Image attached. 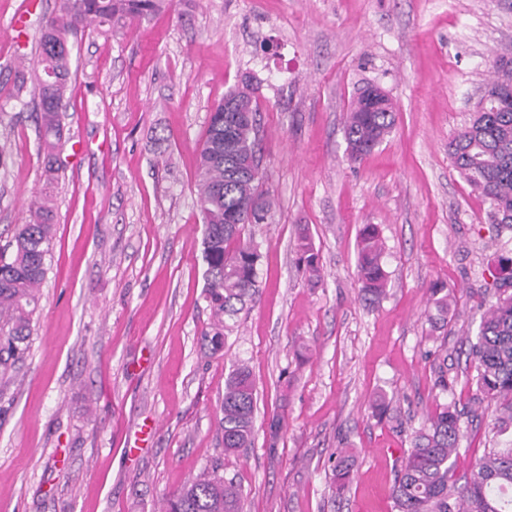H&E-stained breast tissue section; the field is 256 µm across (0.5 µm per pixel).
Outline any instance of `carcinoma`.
<instances>
[{
    "label": "carcinoma",
    "instance_id": "cac0c4a2",
    "mask_svg": "<svg viewBox=\"0 0 512 512\" xmlns=\"http://www.w3.org/2000/svg\"><path fill=\"white\" fill-rule=\"evenodd\" d=\"M165 0H62L45 18L38 41L39 64L32 72L15 71L14 98L26 86L37 93L39 151L44 157L46 184L58 180L57 165L63 129L59 115L66 111L70 76L69 36L80 26L112 24L143 19L160 10ZM504 57L492 60L489 84L512 87V63ZM251 107L252 119H242L224 137V112L211 113L200 150L196 196L204 219V260L207 265L205 299L211 314L206 340L214 351L224 344L226 320L259 293L258 245L245 238L246 224H234L247 214L256 198L264 201L263 213L252 214V224L267 220L274 197L252 174L258 164L257 105L250 84L228 91ZM396 112L388 97L371 106L362 94L347 112L344 134L349 159L369 154L391 133ZM456 170L489 205L493 221L512 231V100H501L487 112L474 113L470 124L448 142ZM29 221L14 226L12 253H0V380L16 377L33 335V319L40 288L47 274V256L53 237V199L44 194L34 200ZM302 259L310 276L321 280L317 253L307 236L300 237ZM378 229L363 226L360 233L357 275L368 300L386 293L387 274ZM497 290L495 302L482 313L476 342L470 346L479 391L500 401L494 412V436L512 433V256L497 257L491 270ZM437 320L447 322L448 295L431 288ZM256 408L255 384L248 365L236 364L224 384L220 426L224 452L251 446ZM460 412L452 404L437 406L427 422L415 431L412 446L392 487L397 512H512V442L493 448L472 469L459 487L451 482L453 458L460 451ZM352 456L336 458V491L347 486ZM242 488L226 480L216 468H206L181 488L166 496L163 512H241Z\"/></svg>",
    "mask_w": 512,
    "mask_h": 512
}]
</instances>
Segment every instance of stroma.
<instances>
[{
  "label": "stroma",
  "mask_w": 512,
  "mask_h": 512,
  "mask_svg": "<svg viewBox=\"0 0 512 512\" xmlns=\"http://www.w3.org/2000/svg\"><path fill=\"white\" fill-rule=\"evenodd\" d=\"M56 8L0 0V79L36 64L40 21ZM69 45L48 272L19 377L0 385V512H159L212 466L241 485L243 512H395L412 435L450 401L463 482L495 444L497 401L476 387L467 339L512 232H497L448 142L492 58L512 53V0H171L81 28ZM247 75L276 205L246 228L259 293L214 352L194 184L210 113ZM369 84L396 125L353 161L345 115ZM33 107L30 92L0 95V245L43 187ZM366 224L388 275L374 302L356 269ZM303 232L317 283L298 262ZM436 283L452 296L437 330ZM240 359L257 388L254 442L228 454L220 404ZM380 392L392 403L383 418L371 409ZM340 450L354 458L341 493Z\"/></svg>",
  "instance_id": "obj_1"
}]
</instances>
